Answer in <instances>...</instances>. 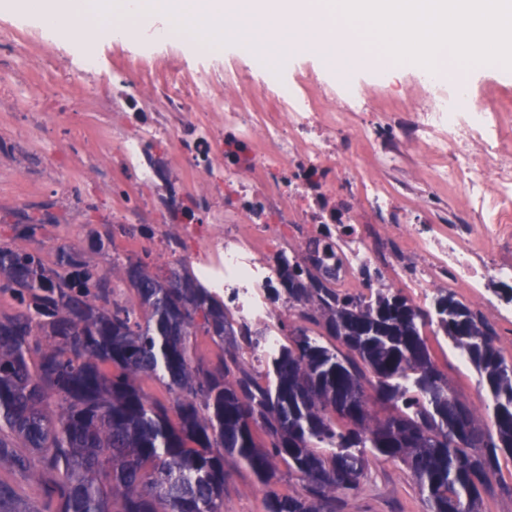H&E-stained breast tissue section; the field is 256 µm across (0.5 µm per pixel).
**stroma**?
<instances>
[{
    "label": "stroma",
    "instance_id": "stroma-1",
    "mask_svg": "<svg viewBox=\"0 0 512 512\" xmlns=\"http://www.w3.org/2000/svg\"><path fill=\"white\" fill-rule=\"evenodd\" d=\"M63 54L59 58L46 59L38 43H30L24 59L26 81L23 94L30 102H37L45 86H54L60 96L75 100L79 111H89V104L82 102L75 81L68 71L71 62L79 58L75 44H62ZM283 78L299 82L301 92L315 95L322 111L341 110L351 95L362 97L357 111L358 119L375 122L386 119L394 128L405 126L413 113L427 109L426 87L419 75L412 71H395L389 75H376L368 70L355 72L348 84H341L325 61L312 52L292 53L282 65ZM472 89L471 104L476 111H483L489 98L500 103L499 122L512 126V70L490 65L474 69L470 75ZM85 164L90 165V181L96 182L94 190H81L80 209L69 211L61 207L56 187L47 179L40 154L19 143L15 124L7 116L6 108L0 104V218L13 224L27 215L43 220L42 229L32 240H14L18 248L42 251L46 264H53L55 256L46 252L47 237L59 242L72 243L73 227L88 224L99 228L105 217L102 203L105 193L112 190V162L98 153L83 154ZM380 178L391 190L393 203L407 211L413 224H441L453 221L459 210L469 203L458 192H449L445 206L432 207L422 181L421 173L410 169L386 168ZM28 183L26 196H18L16 178ZM437 369L447 376L453 394L466 403L477 416H484L486 391L472 365H459V355L451 341L432 328L423 327ZM237 356L247 366H257L255 346L247 344L241 337H227L224 343L213 342L209 337H197L195 361L203 367L219 363L221 357ZM224 469L228 479L224 485V512H266L264 492L253 475L233 456H225ZM336 512H428L415 478L405 465L384 459L370 460L358 490L341 496L336 501Z\"/></svg>",
    "mask_w": 512,
    "mask_h": 512
}]
</instances>
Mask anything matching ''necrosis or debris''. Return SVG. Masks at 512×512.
<instances>
[{
	"mask_svg": "<svg viewBox=\"0 0 512 512\" xmlns=\"http://www.w3.org/2000/svg\"><path fill=\"white\" fill-rule=\"evenodd\" d=\"M167 61L123 66L136 96L125 113L107 86L85 87L91 112H67L49 98L41 112L18 113L19 130L36 142L59 193L75 201L76 183L86 168L60 154L37 132L45 117L64 126L70 138L107 149L120 181L108 209L112 221L154 215L146 244L161 262L191 265L196 278L244 322L260 321L265 331L256 350L268 356L281 343L275 311L265 291L278 275L279 256L298 257L306 242L328 237L336 251V285H370L365 269L393 268L397 280H411L419 296L439 283L471 289L512 282V137L470 111L468 76L457 70L448 91L434 90L435 108L415 113L409 127L358 125L351 112H321L309 96L287 86L267 90L269 106L256 111V92L244 87L222 95L239 81L234 61L192 68L179 60L184 31L168 33ZM419 144L418 162L427 169V189L455 188L477 204L475 224H409L392 203L391 192L354 155L371 153L380 165L408 164L405 142ZM183 164L182 175L167 179L164 197H144L124 182L149 184L166 177L168 154ZM345 192L359 212L374 211L378 221L340 224L330 198ZM270 258H262V251Z\"/></svg>",
	"mask_w": 512,
	"mask_h": 512,
	"instance_id": "1",
	"label": "necrosis or debris"
}]
</instances>
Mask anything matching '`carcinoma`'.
<instances>
[{
    "label": "carcinoma",
    "mask_w": 512,
    "mask_h": 512,
    "mask_svg": "<svg viewBox=\"0 0 512 512\" xmlns=\"http://www.w3.org/2000/svg\"><path fill=\"white\" fill-rule=\"evenodd\" d=\"M117 230L137 227L105 224L84 248L60 245L52 267L0 239V296L16 304L0 312V464L40 490L26 502L0 479V512H224L226 454L264 489L266 512H336L369 453L403 462L430 512H483L501 459L512 463V364L481 314L450 293L431 313L389 288L343 292L333 245L312 240L302 260L280 261L278 287L349 354L297 328L262 383L235 357L195 364L196 337L222 345L252 331L230 328L224 300L186 264L112 251ZM108 252L103 269L93 256ZM432 322L487 388L489 422L450 394L420 331ZM145 378L164 381L171 403L149 397ZM376 403L393 414L378 418ZM280 461L306 495L277 490Z\"/></svg>",
    "instance_id": "1"
}]
</instances>
